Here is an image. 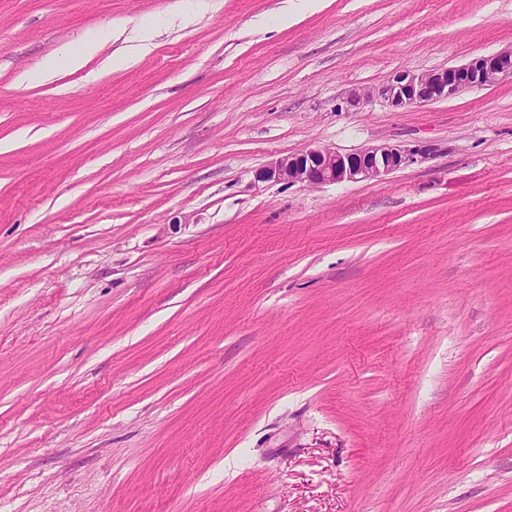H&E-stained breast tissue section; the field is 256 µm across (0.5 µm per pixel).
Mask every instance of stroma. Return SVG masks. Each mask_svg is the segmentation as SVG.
I'll list each match as a JSON object with an SVG mask.
<instances>
[{
    "instance_id": "35a3bbf8",
    "label": "stroma",
    "mask_w": 512,
    "mask_h": 512,
    "mask_svg": "<svg viewBox=\"0 0 512 512\" xmlns=\"http://www.w3.org/2000/svg\"><path fill=\"white\" fill-rule=\"evenodd\" d=\"M287 2L0 0V512H512V0ZM505 78L512 79V46L460 66L420 73L399 72L374 91L354 90L346 103L355 107L375 93L390 107L405 108L448 99L462 90L490 86ZM423 149H406L381 144L340 153L330 148L310 146L290 156L272 161L256 171L257 182H281L318 186L327 183L378 180L414 163Z\"/></svg>"
}]
</instances>
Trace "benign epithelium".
Instances as JSON below:
<instances>
[{
  "label": "benign epithelium",
  "mask_w": 512,
  "mask_h": 512,
  "mask_svg": "<svg viewBox=\"0 0 512 512\" xmlns=\"http://www.w3.org/2000/svg\"><path fill=\"white\" fill-rule=\"evenodd\" d=\"M512 79V47L473 59L467 64L436 71H402L374 91H353L346 99L350 106L373 94L393 108L428 104L448 99L459 92ZM423 149H406L381 144L340 153L324 147L310 146L290 156L275 160L256 171L258 182H281L318 186L327 183L378 180L414 163Z\"/></svg>",
  "instance_id": "7a95c632"
}]
</instances>
